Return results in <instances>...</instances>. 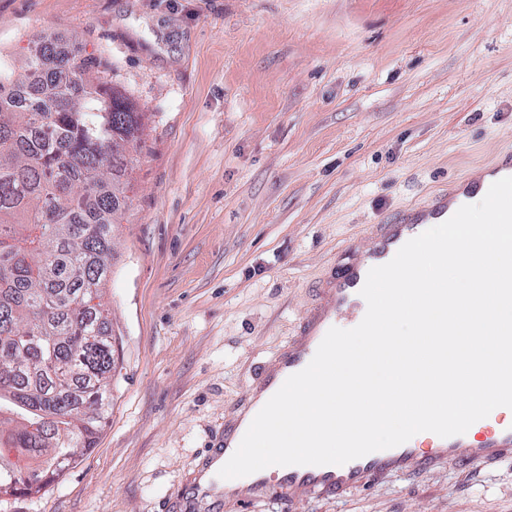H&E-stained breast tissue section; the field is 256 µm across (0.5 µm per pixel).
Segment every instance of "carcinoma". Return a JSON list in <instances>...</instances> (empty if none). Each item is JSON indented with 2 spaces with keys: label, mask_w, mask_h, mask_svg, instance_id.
Returning a JSON list of instances; mask_svg holds the SVG:
<instances>
[{
  "label": "carcinoma",
  "mask_w": 512,
  "mask_h": 512,
  "mask_svg": "<svg viewBox=\"0 0 512 512\" xmlns=\"http://www.w3.org/2000/svg\"><path fill=\"white\" fill-rule=\"evenodd\" d=\"M94 56L34 42L0 65V493H37L95 448L114 349L98 302L144 114L96 81Z\"/></svg>",
  "instance_id": "1"
}]
</instances>
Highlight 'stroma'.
<instances>
[{"label": "stroma", "mask_w": 512, "mask_h": 512, "mask_svg": "<svg viewBox=\"0 0 512 512\" xmlns=\"http://www.w3.org/2000/svg\"><path fill=\"white\" fill-rule=\"evenodd\" d=\"M61 33L145 114L102 291L110 415L0 512H185L349 245L512 151V0H0L14 65ZM245 512H512V461Z\"/></svg>", "instance_id": "stroma-1"}]
</instances>
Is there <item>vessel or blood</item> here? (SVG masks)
<instances>
[{
  "instance_id": "b4317fda",
  "label": "vessel or blood",
  "mask_w": 512,
  "mask_h": 512,
  "mask_svg": "<svg viewBox=\"0 0 512 512\" xmlns=\"http://www.w3.org/2000/svg\"><path fill=\"white\" fill-rule=\"evenodd\" d=\"M507 176H512L511 152L501 155L488 177L481 181L465 177L463 192L445 187L424 201L372 225L367 248L320 289L318 302L307 314L299 335L291 338L265 365L248 402L226 422L223 436L201 459L195 480L184 490L188 504L204 501L240 508L266 499L277 491L291 502L312 497L338 499L351 490L381 484L395 475L434 472L451 464H494L512 460V421L501 417L492 423H482L477 432L470 430L448 438L435 435L425 448L412 439L342 466H285L273 475L263 469L222 481L209 474L211 466L228 461L254 417L284 381L308 365L327 331L342 323L354 327L362 321L367 305L360 290L369 270L389 262L399 248L418 236L426 225L446 221L469 198L486 194L493 181Z\"/></svg>"
}]
</instances>
